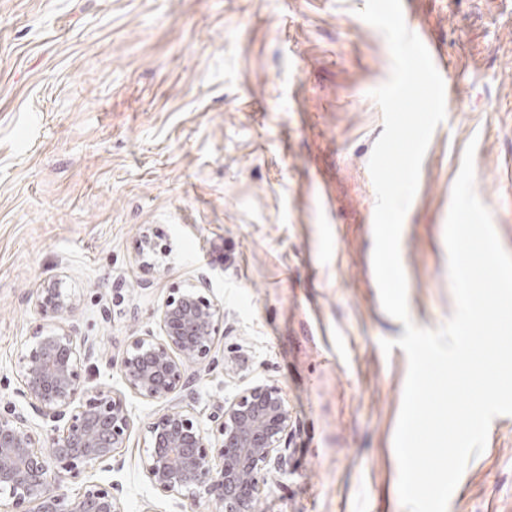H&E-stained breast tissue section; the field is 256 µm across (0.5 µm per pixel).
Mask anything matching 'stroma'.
<instances>
[{
	"instance_id": "35a3bbf8",
	"label": "stroma",
	"mask_w": 512,
	"mask_h": 512,
	"mask_svg": "<svg viewBox=\"0 0 512 512\" xmlns=\"http://www.w3.org/2000/svg\"><path fill=\"white\" fill-rule=\"evenodd\" d=\"M365 0H0V409L23 406L18 358L43 321L37 288L63 276L72 319L102 355L159 334L172 285L206 277L224 312L209 371L180 406L209 421L254 385L291 416L288 471L269 464L259 512H404L394 434L404 326L375 279L368 170L386 82ZM432 35L452 102L405 216L412 321L455 302L445 223L476 140L475 192L512 253V0H402ZM165 250L138 257L143 233ZM122 512H192L145 480V429L163 407L128 395ZM448 512H512V416L495 417Z\"/></svg>"
}]
</instances>
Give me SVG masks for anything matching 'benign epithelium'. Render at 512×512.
I'll return each mask as SVG.
<instances>
[{"mask_svg": "<svg viewBox=\"0 0 512 512\" xmlns=\"http://www.w3.org/2000/svg\"><path fill=\"white\" fill-rule=\"evenodd\" d=\"M206 289L204 278L196 287L171 289L158 312L161 335L131 337L105 367L117 366L129 391L164 406L144 437L142 471L156 492L210 512H258L268 464L288 462L290 415L281 388L244 389L221 405L210 429L172 401L190 385L189 370L211 361L222 337L224 313ZM35 306L44 324L19 358L28 410L0 412V512L25 504L28 512H122L117 483L90 482L74 496L62 485L91 467L113 469L133 428L126 395L85 386L81 362L94 357L95 346L65 324L78 304L61 277L43 281ZM31 413L51 422L47 440L30 428Z\"/></svg>", "mask_w": 512, "mask_h": 512, "instance_id": "1", "label": "benign epithelium"}]
</instances>
